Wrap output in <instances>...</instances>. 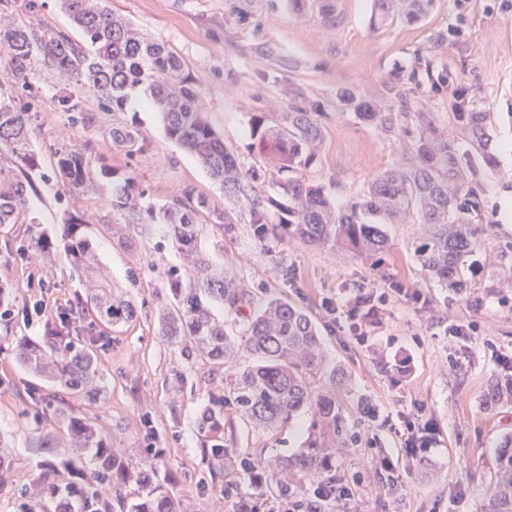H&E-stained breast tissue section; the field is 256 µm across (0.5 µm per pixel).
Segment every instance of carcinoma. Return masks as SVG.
Wrapping results in <instances>:
<instances>
[{"label":"carcinoma","mask_w":512,"mask_h":512,"mask_svg":"<svg viewBox=\"0 0 512 512\" xmlns=\"http://www.w3.org/2000/svg\"><path fill=\"white\" fill-rule=\"evenodd\" d=\"M83 41L76 42L63 31L36 27L27 17L40 11V0H26L16 9L12 0H0V149L15 158V168H0V228L20 223L26 211L27 192L33 188L32 171L40 163L31 144L29 108L18 105L19 93L36 98L42 81L54 74L73 79L80 91L93 96L96 111L87 109L77 90L66 84L57 103L69 113L72 124L87 127L96 112L123 111L134 92L159 113L166 137L194 156L209 176L249 207L252 223L260 233L284 230L310 242L338 246L362 255L382 250L388 243L383 226L396 224L415 211L425 224L434 227L430 242L418 248L423 266L439 283L453 287L462 282L468 257L477 247L481 203L469 177L498 166L492 147L491 115L478 108L460 90L449 71L433 73L431 62L425 72L431 82L448 87L452 109L463 138L475 150L469 153L439 131L428 112L416 113L413 138L414 162L380 174L350 204L340 207L324 187L297 175L313 160L324 137L317 113L308 109L305 93L291 89L288 111L273 124L254 115L250 119L255 148L266 159L263 166H245L226 146L200 106V89L187 64L163 43L146 37L133 22L107 6L106 0H59ZM297 14L317 11L336 24L337 0H285ZM437 0H373L370 28L398 18L409 24L425 20ZM342 110L355 118L392 132L403 123L408 109L381 110L353 92L337 96ZM112 145L133 156L139 150L138 130L112 123ZM54 174L64 186L77 193L97 189L92 160L67 149L55 151ZM269 182L288 197L287 216L270 223L273 199L257 190ZM112 209L124 216L110 225L120 244H133V234L144 233L155 224L167 229L182 258L166 271L169 303L157 315V334L184 353L202 356L212 364L211 372L224 370V390L212 396L198 419L203 448L214 482L224 494L227 512H336V463L329 442L344 424L336 405V387L345 382L344 370L327 363L320 352V335L304 310L277 297L264 299L256 312L246 316L241 330L230 333L215 308L240 313L251 300L240 290L231 271L224 268V232L233 228L230 213L212 206L192 185L161 203L147 198L133 178L112 186ZM82 220L69 218L62 225V238L71 265L85 279L82 293L75 295L62 327L52 326L47 341L36 345L26 340L17 344V359L31 374L57 385L76 401L100 398L104 386L95 339L81 336L79 323L89 321L92 335L109 332L135 321L137 311L128 291L111 285L97 253L79 236ZM212 230L210 251L200 249L206 228ZM249 351L255 362L236 368L240 350ZM512 400V377L494 381L485 395L493 408ZM259 430L273 431L304 408L314 413L307 446L295 457L268 456L252 460L224 446V407ZM58 431L66 433L68 447L92 461L93 469L82 482L62 477L56 463L43 466L34 483L47 495L31 512H179V503L159 479L145 477L139 470L112 453L102 428L87 421L72 405L57 411ZM325 474L313 489L293 491V502L266 494L267 486L288 487V480L302 485L312 472ZM247 478L253 493L239 492ZM112 484L114 495L105 499L94 487ZM135 484V498L123 489ZM491 512H512V435L502 437L497 452V470L491 494Z\"/></svg>","instance_id":"obj_1"}]
</instances>
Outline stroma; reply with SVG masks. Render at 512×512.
<instances>
[{"label":"stroma","mask_w":512,"mask_h":512,"mask_svg":"<svg viewBox=\"0 0 512 512\" xmlns=\"http://www.w3.org/2000/svg\"><path fill=\"white\" fill-rule=\"evenodd\" d=\"M484 0H468L469 20L457 27L458 0H437L423 22L394 21L370 30L372 0H338L336 24L317 12L297 15L284 0H254L247 16L233 14L224 0H109L144 34L164 42L187 63L201 92V106L224 142L247 166L263 160L250 136L249 120L261 113L274 120L288 108V83L303 85L317 107L324 138L315 160L303 171L345 204L380 173L411 164L413 120L392 132L361 123L341 111L336 96L354 91L395 105L386 87L397 83L413 111L431 113L437 127L460 138L449 92L410 74L417 58L452 68L479 107L490 112L499 166L485 175L482 234L461 290L442 288L423 266L418 247L433 234L431 225L409 215L387 225L388 248L370 258L342 253L295 237L259 235L248 207L229 198L196 160L170 141L157 112L132 94L123 112L99 115L87 128L72 125L57 104V87L42 86L32 114L31 142L43 172L30 193L29 222L19 234L58 241L59 226L79 217L81 237L101 255L115 282L127 286L138 318L119 328L99 349L104 391L81 407L100 424L107 444L132 466L156 470L182 504L181 512H224V496L209 479L198 417L221 376L198 358L169 347L155 326L166 302L163 272L179 260L162 229L138 236L134 247L120 245L107 224L113 212V184L134 177L152 201L161 202L187 184L216 207L230 211L235 224L224 236V263L253 302L273 296L303 308L319 327L323 354L344 367L345 386L336 400L346 435L336 438V474L353 495L347 512H488L500 438L512 433V405L487 408L485 395L498 377L512 375V12L488 13ZM447 41L435 42L436 33ZM289 67L278 81L264 73L276 62ZM135 124L141 149L132 157L114 149L113 122ZM85 151L103 159L111 174L99 178L93 194H75L51 171L57 149ZM0 233V293L8 295L13 316L0 320V440L11 467L0 491V512H25L23 495L49 459L89 460L62 446L47 452L35 444L54 421L42 402L52 384L27 372L16 360L17 341L43 342L45 320L32 304L46 298L66 305L82 288L64 250L53 263L7 257ZM41 284L30 287L31 276ZM397 286L386 305L370 301L371 289ZM337 304L335 318L324 311ZM477 322L472 336L452 327ZM369 338L359 346L353 327ZM224 442L244 456L291 454L302 448L311 416H293L272 432L252 428L226 409ZM431 424L434 444L426 466L416 469L396 431L405 419ZM390 458L397 470L389 481L380 469Z\"/></svg>","instance_id":"1"}]
</instances>
